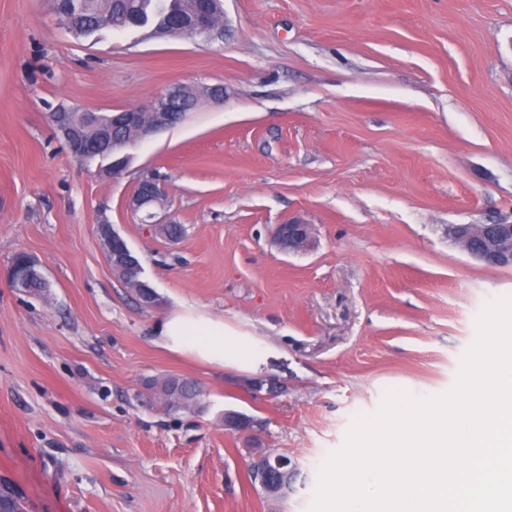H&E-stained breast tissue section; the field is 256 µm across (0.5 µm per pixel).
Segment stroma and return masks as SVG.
<instances>
[{"instance_id": "stroma-1", "label": "stroma", "mask_w": 512, "mask_h": 512, "mask_svg": "<svg viewBox=\"0 0 512 512\" xmlns=\"http://www.w3.org/2000/svg\"><path fill=\"white\" fill-rule=\"evenodd\" d=\"M218 31L75 37L48 0H0V477L26 512H308L319 469L384 391L455 383L475 317L512 295L449 224L512 222V0H222ZM222 84L130 147L74 159L48 114L110 112L172 84ZM158 176L175 240L127 207ZM310 224L284 249L277 225ZM139 258L154 306L112 272L98 226ZM33 257L44 297L11 288ZM203 307L273 347L261 373L155 343ZM202 389L170 410L147 379ZM276 391L253 390L254 378ZM235 410L245 435L224 425ZM288 456L287 496L253 485L255 448ZM37 261L29 255L15 256L8 272L9 283L17 291L26 292L32 268Z\"/></svg>"}]
</instances>
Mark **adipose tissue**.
Listing matches in <instances>:
<instances>
[{
	"instance_id": "1",
	"label": "adipose tissue",
	"mask_w": 512,
	"mask_h": 512,
	"mask_svg": "<svg viewBox=\"0 0 512 512\" xmlns=\"http://www.w3.org/2000/svg\"><path fill=\"white\" fill-rule=\"evenodd\" d=\"M156 343L197 363L215 368L232 365L244 371L259 369L273 355L253 337L192 305L165 315L157 323Z\"/></svg>"
}]
</instances>
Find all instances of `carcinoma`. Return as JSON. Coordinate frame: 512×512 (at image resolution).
<instances>
[{
    "label": "carcinoma",
    "mask_w": 512,
    "mask_h": 512,
    "mask_svg": "<svg viewBox=\"0 0 512 512\" xmlns=\"http://www.w3.org/2000/svg\"><path fill=\"white\" fill-rule=\"evenodd\" d=\"M182 5L181 0H59L57 15L66 27L77 36H90L103 29L110 28L112 18L120 16L129 25H140L142 19L153 18L157 21L173 7ZM122 251L118 245L110 247L107 253L113 272L121 281H126L121 259ZM168 379L156 380L151 388L157 390L160 397H171L172 407L182 409L197 403L202 394L199 385L188 379H173L174 388L167 385ZM0 509L3 512H24L23 497L12 482L0 478Z\"/></svg>",
    "instance_id": "obj_1"
}]
</instances>
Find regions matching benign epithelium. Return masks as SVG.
<instances>
[{"mask_svg":"<svg viewBox=\"0 0 512 512\" xmlns=\"http://www.w3.org/2000/svg\"><path fill=\"white\" fill-rule=\"evenodd\" d=\"M214 30L213 15L209 11L194 10L173 18L165 26L157 28L154 34L208 35ZM190 98H206L215 102L224 101V86L172 84L146 107H129L109 113L77 112L71 108L59 107L49 113V121L55 132L64 140L70 154L79 162L96 158L107 159L102 174L115 176L123 172L130 161L126 148L131 142L114 136L115 129L128 127L135 132V141L141 142L162 129L174 126V113L178 106ZM166 202L164 187L153 175H145L137 181L128 200L130 211L139 216L153 219L152 208L163 207ZM448 240L461 248L471 258L489 266H512V223L491 224H450ZM310 226L290 221L277 228V238L288 242L290 248H303L309 239ZM127 268L131 275L130 286L137 289L142 285V266L138 257L125 252ZM36 260L29 255L15 256L8 272L11 287L24 292ZM294 468L285 455L265 453L254 454L249 464L251 481L258 484L265 493L280 496L288 493Z\"/></svg>","mask_w":512,"mask_h":512,"instance_id":"benign-epithelium-1","label":"benign epithelium"}]
</instances>
